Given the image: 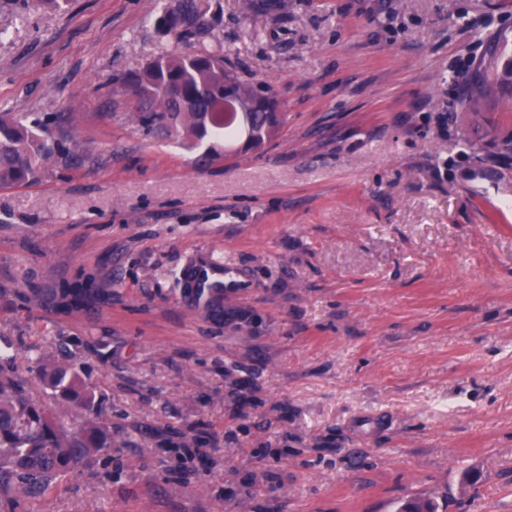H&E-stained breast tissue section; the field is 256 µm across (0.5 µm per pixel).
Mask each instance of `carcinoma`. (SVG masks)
Instances as JSON below:
<instances>
[{
    "label": "carcinoma",
    "instance_id": "carcinoma-1",
    "mask_svg": "<svg viewBox=\"0 0 512 512\" xmlns=\"http://www.w3.org/2000/svg\"><path fill=\"white\" fill-rule=\"evenodd\" d=\"M209 5L177 0L163 10L160 31L178 43L196 40L192 53L175 50L151 61L130 84L134 116L147 133L181 139L189 150L212 137L237 141L238 128L224 122V83L239 99L253 93V82L229 65L221 45L207 46ZM495 93L490 76L480 75L465 89L470 102ZM73 113L27 121L0 114V187L26 185L54 162L70 166L77 153L67 146ZM40 375L54 397L82 412L71 429L27 396L25 382L0 364V512H17L24 502L44 497L66 474L90 464L112 447L95 392L68 363L41 364Z\"/></svg>",
    "mask_w": 512,
    "mask_h": 512
}]
</instances>
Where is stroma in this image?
<instances>
[{
  "mask_svg": "<svg viewBox=\"0 0 512 512\" xmlns=\"http://www.w3.org/2000/svg\"><path fill=\"white\" fill-rule=\"evenodd\" d=\"M206 43L274 84L261 149L145 134L119 81L164 0H0V112L75 113L71 168L0 187V351L74 364L112 446L25 512H512V0H208ZM214 257L249 285L183 299ZM478 476L476 485L466 473Z\"/></svg>",
  "mask_w": 512,
  "mask_h": 512,
  "instance_id": "stroma-1",
  "label": "stroma"
}]
</instances>
